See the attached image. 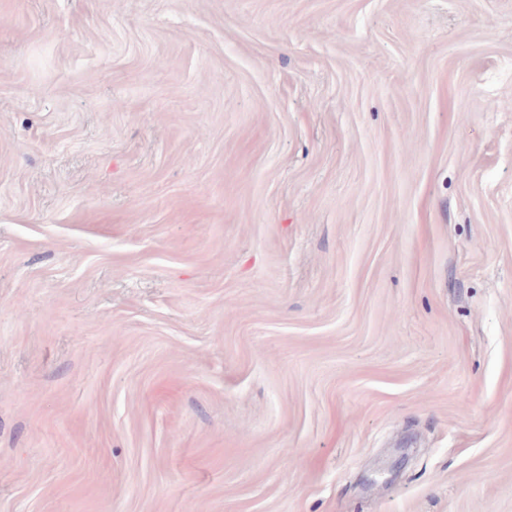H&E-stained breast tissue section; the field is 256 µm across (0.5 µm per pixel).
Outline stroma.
I'll list each match as a JSON object with an SVG mask.
<instances>
[{"label": "stroma", "mask_w": 512, "mask_h": 512, "mask_svg": "<svg viewBox=\"0 0 512 512\" xmlns=\"http://www.w3.org/2000/svg\"><path fill=\"white\" fill-rule=\"evenodd\" d=\"M0 512H512V0H0Z\"/></svg>", "instance_id": "1"}]
</instances>
